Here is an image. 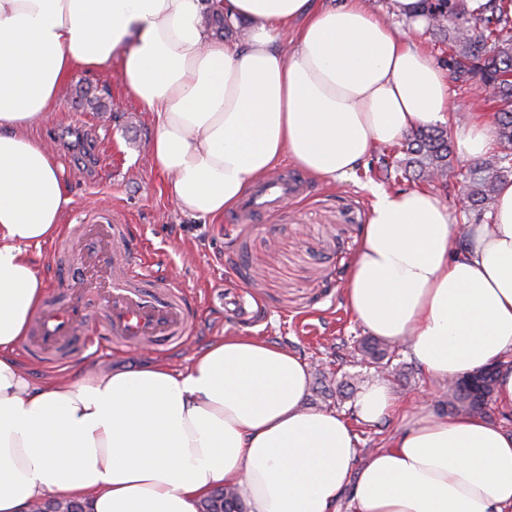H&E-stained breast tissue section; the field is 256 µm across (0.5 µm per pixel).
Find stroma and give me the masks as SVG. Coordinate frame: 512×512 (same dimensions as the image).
<instances>
[{"instance_id":"stroma-1","label":"stroma","mask_w":512,"mask_h":512,"mask_svg":"<svg viewBox=\"0 0 512 512\" xmlns=\"http://www.w3.org/2000/svg\"><path fill=\"white\" fill-rule=\"evenodd\" d=\"M451 140L478 121H490V103L471 92L453 93ZM155 121L127 93L119 68L77 73L62 91L49 119L37 127L62 166L73 199L65 227L91 223L109 212L128 224L147 255V278L168 276L189 308L182 346L124 345L99 357L78 352L51 363L18 351L21 368L35 378H65L73 370L90 374L132 369L150 361L186 369L196 353L224 336H252L285 349L306 363L355 376L356 390L375 382L390 386L400 403L396 414L375 424L356 423L361 456L385 446L415 403L440 409L443 384L409 354L397 379L361 364L354 345L364 331L348 310L343 290L360 246L370 208L368 185L388 191L411 188L404 178L372 175L379 154L348 181L336 185L301 174L290 162L275 175L301 177L302 192L269 212L247 217L225 213L216 224L181 213L165 192L166 178L149 161Z\"/></svg>"}]
</instances>
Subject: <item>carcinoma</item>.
Here are the masks:
<instances>
[{
	"mask_svg": "<svg viewBox=\"0 0 512 512\" xmlns=\"http://www.w3.org/2000/svg\"><path fill=\"white\" fill-rule=\"evenodd\" d=\"M422 11L429 19L428 29L439 41L448 45L446 65L450 78L459 88H466L479 75L494 89L492 102L494 128L499 149L477 160L462 174L459 191L467 198V209L480 214L487 211L498 185L512 176V0H421ZM207 22L216 32L232 31L224 19V11L210 8ZM481 25V32L472 30ZM401 152L405 158L380 157L385 176L391 171L414 175L427 181L435 174L452 172L453 146L447 129L439 126L419 127L407 136ZM400 346L389 345L370 336L357 340L361 361L380 372L401 375L393 364ZM498 372L481 378L480 392L463 388L459 381L448 378L443 405L451 413L485 415L495 389ZM44 512H84L76 501L42 503ZM244 506L232 487L215 489L203 503L201 512H243Z\"/></svg>",
	"mask_w": 512,
	"mask_h": 512,
	"instance_id": "carcinoma-1",
	"label": "carcinoma"
}]
</instances>
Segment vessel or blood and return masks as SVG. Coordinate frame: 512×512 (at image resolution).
Wrapping results in <instances>:
<instances>
[{
	"label": "vessel or blood",
	"mask_w": 512,
	"mask_h": 512,
	"mask_svg": "<svg viewBox=\"0 0 512 512\" xmlns=\"http://www.w3.org/2000/svg\"><path fill=\"white\" fill-rule=\"evenodd\" d=\"M298 180L271 178L262 182L242 208L249 214L273 210L298 187ZM79 255L71 265L66 294L46 304L27 341L30 353L66 354L70 345L100 325L107 336L128 344H148L160 337L183 340L187 325L184 300L175 298L176 285L165 278L145 283L139 264L125 259L124 225L110 214L84 224L74 242Z\"/></svg>",
	"instance_id": "vessel-or-blood-1"
}]
</instances>
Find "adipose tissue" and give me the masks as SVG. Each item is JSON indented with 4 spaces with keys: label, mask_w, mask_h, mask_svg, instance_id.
<instances>
[{
    "label": "adipose tissue",
    "mask_w": 512,
    "mask_h": 512,
    "mask_svg": "<svg viewBox=\"0 0 512 512\" xmlns=\"http://www.w3.org/2000/svg\"><path fill=\"white\" fill-rule=\"evenodd\" d=\"M206 0H0V512L51 496L85 512H199L234 486L249 512H512V430L427 408L359 461L347 418L306 406L307 364L249 336L162 363L36 381L16 353L47 283L33 251L72 202L33 131L79 71L119 63L156 120L150 161L179 210L214 220L282 160L328 183L377 145L446 123L444 69L415 40L420 0H224L243 41L212 38ZM292 38L293 50L284 47ZM344 298L356 321L406 344L430 375L498 365L512 409V180L491 222L457 227L441 196L372 188ZM376 383L356 402L396 412Z\"/></svg>",
    "instance_id": "obj_1"
}]
</instances>
